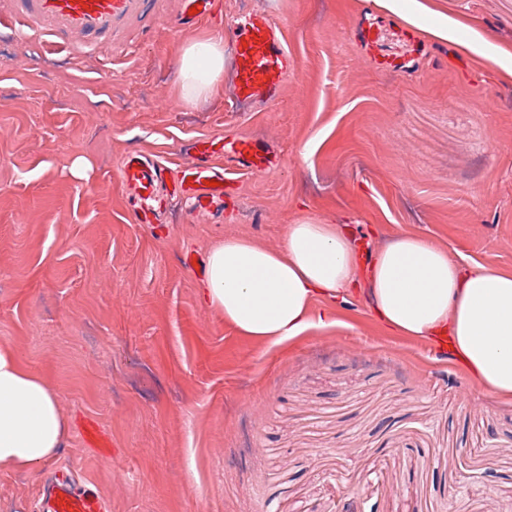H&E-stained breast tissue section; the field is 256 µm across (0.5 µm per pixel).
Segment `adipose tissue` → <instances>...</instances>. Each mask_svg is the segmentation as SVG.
<instances>
[{
	"label": "adipose tissue",
	"mask_w": 512,
	"mask_h": 512,
	"mask_svg": "<svg viewBox=\"0 0 512 512\" xmlns=\"http://www.w3.org/2000/svg\"><path fill=\"white\" fill-rule=\"evenodd\" d=\"M410 26L445 42L456 35L423 0H376ZM225 39L188 42L175 63L185 103L223 91ZM367 282L374 317L389 332L447 343L452 360L489 393L512 401V272L466 268L425 237L402 234L375 254L368 271L345 230L304 218L288 225L280 250L242 238L213 244L204 258V302L244 336L275 347L313 325L332 324L330 305ZM328 308L312 315L314 300ZM68 434L59 399L14 353L0 348V470H32L53 459Z\"/></svg>",
	"instance_id": "1"
}]
</instances>
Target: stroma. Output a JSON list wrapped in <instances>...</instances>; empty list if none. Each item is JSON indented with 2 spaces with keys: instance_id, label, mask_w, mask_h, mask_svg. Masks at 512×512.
I'll list each match as a JSON object with an SVG mask.
<instances>
[{
  "instance_id": "stroma-1",
  "label": "stroma",
  "mask_w": 512,
  "mask_h": 512,
  "mask_svg": "<svg viewBox=\"0 0 512 512\" xmlns=\"http://www.w3.org/2000/svg\"><path fill=\"white\" fill-rule=\"evenodd\" d=\"M429 4L457 40L374 0H222L223 21L187 29L182 0H162L153 28L80 48L0 0V348L69 423L54 459L0 470V512H37L56 467L110 512H512V402L447 349L390 335L364 290L334 325L270 348L203 305L185 263L227 237L280 248L309 217L345 223L364 265L404 232L512 271V76L494 62L512 55V0ZM255 12L295 53L275 102L231 111V62L223 95L177 105L184 43L222 32L234 50ZM204 136L257 140L265 172L210 157L233 179L223 212L173 198L161 223H137L125 157L174 169Z\"/></svg>"
}]
</instances>
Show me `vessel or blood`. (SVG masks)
<instances>
[{"mask_svg": "<svg viewBox=\"0 0 512 512\" xmlns=\"http://www.w3.org/2000/svg\"><path fill=\"white\" fill-rule=\"evenodd\" d=\"M15 10L31 21L34 32L67 35L89 46L120 38L129 22L152 27L160 18L158 0H12ZM216 0H183L181 23L189 25L211 16ZM236 37V99L240 102L269 105L294 59L288 42L276 24L266 16L253 14L240 22ZM190 162L175 174H167L156 160L127 156L123 183L138 202L136 221L156 223L159 211L153 200L160 181H169L176 197L190 201L201 213L224 206L230 180L224 170L208 164L216 154L246 162L250 170L261 172L265 161L258 143L248 137L224 140H193ZM42 512H108L106 501L91 487L79 483L67 471H56L48 482Z\"/></svg>", "mask_w": 512, "mask_h": 512, "instance_id": "b4317fda", "label": "vessel or blood"}]
</instances>
